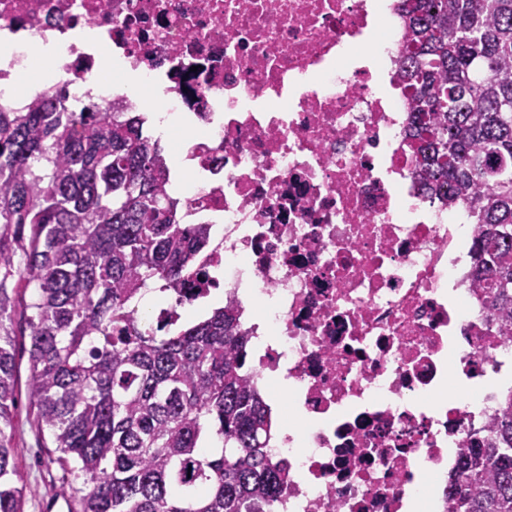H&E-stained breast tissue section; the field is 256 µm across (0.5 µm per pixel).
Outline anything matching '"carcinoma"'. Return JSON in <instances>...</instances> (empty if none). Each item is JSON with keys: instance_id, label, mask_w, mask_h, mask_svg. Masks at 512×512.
I'll return each instance as SVG.
<instances>
[{"instance_id": "cac0c4a2", "label": "carcinoma", "mask_w": 512, "mask_h": 512, "mask_svg": "<svg viewBox=\"0 0 512 512\" xmlns=\"http://www.w3.org/2000/svg\"><path fill=\"white\" fill-rule=\"evenodd\" d=\"M407 136L424 192L479 225L473 276L512 337V0H402ZM0 108V512H23L12 437L16 276L33 289L30 391L76 512H261L288 482L232 306L185 320L208 279V224L183 223L140 112ZM174 305L135 315L150 284ZM450 512H512V399L451 474Z\"/></svg>"}]
</instances>
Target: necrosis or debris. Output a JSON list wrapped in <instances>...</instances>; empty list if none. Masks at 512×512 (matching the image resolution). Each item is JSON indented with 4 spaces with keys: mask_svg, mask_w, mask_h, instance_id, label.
<instances>
[{
    "mask_svg": "<svg viewBox=\"0 0 512 512\" xmlns=\"http://www.w3.org/2000/svg\"><path fill=\"white\" fill-rule=\"evenodd\" d=\"M399 0H0V41L51 46L72 101L102 56L161 88L193 142L185 221L218 224L211 278L258 285L270 343L251 352L291 418L268 453V512H449L448 481L512 393L470 272L474 240L420 195L405 134ZM240 328L259 339L255 316Z\"/></svg>",
    "mask_w": 512,
    "mask_h": 512,
    "instance_id": "necrosis-or-debris-1",
    "label": "necrosis or debris"
}]
</instances>
